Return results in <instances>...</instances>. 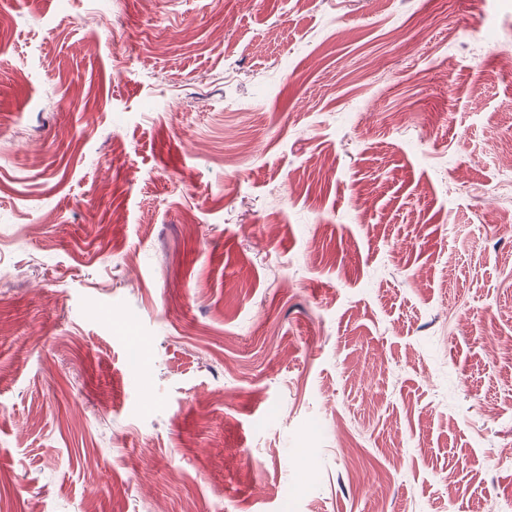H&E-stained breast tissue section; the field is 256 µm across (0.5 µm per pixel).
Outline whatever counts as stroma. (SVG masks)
<instances>
[{
	"label": "stroma",
	"mask_w": 512,
	"mask_h": 512,
	"mask_svg": "<svg viewBox=\"0 0 512 512\" xmlns=\"http://www.w3.org/2000/svg\"><path fill=\"white\" fill-rule=\"evenodd\" d=\"M505 51L512 0H0V512L512 502Z\"/></svg>",
	"instance_id": "35a3bbf8"
}]
</instances>
